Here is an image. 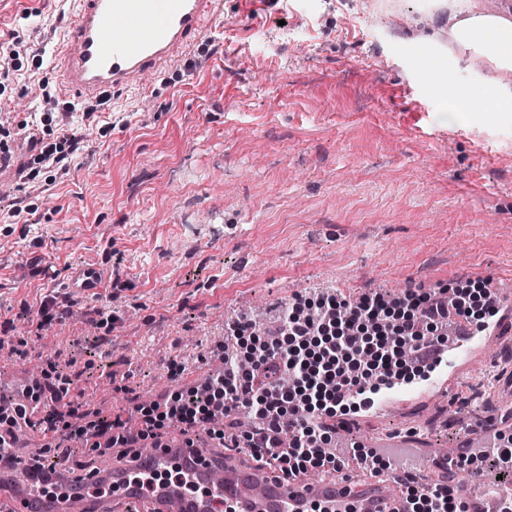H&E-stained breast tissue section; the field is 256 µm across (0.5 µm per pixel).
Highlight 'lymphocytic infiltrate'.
<instances>
[{
	"mask_svg": "<svg viewBox=\"0 0 512 512\" xmlns=\"http://www.w3.org/2000/svg\"><path fill=\"white\" fill-rule=\"evenodd\" d=\"M78 141L56 148L37 142L25 175L32 181L40 172L67 175ZM472 317H493L498 307L488 290L479 294L458 290L437 295L416 288L395 299L375 294L351 302L333 294L317 298L298 296L286 311L274 335H263L249 319L234 326L235 338L252 336L248 353L233 351L222 374L171 395L162 402L137 407L143 429L125 421L78 411L70 399L69 379L35 378L27 391L33 418L13 421L0 430V463H19L18 431L27 426L44 444L34 449L33 461L44 468L49 441L60 439L87 451L88 457L105 449L138 448L146 438H158L156 421L182 424L223 442L218 421L247 411L253 427L239 440L249 456L279 462L289 476L303 478L316 472L340 471L346 451L336 441L329 418L345 409L352 394L375 392L393 379H410L423 372L430 353L440 350L449 310ZM107 436L105 446L92 445ZM404 493L411 512H466L467 504L451 481L407 483Z\"/></svg>",
	"mask_w": 512,
	"mask_h": 512,
	"instance_id": "f902f5d3",
	"label": "lymphocytic infiltrate"
}]
</instances>
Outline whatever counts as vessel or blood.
<instances>
[{
	"mask_svg": "<svg viewBox=\"0 0 512 512\" xmlns=\"http://www.w3.org/2000/svg\"><path fill=\"white\" fill-rule=\"evenodd\" d=\"M60 50L63 83L78 98L97 101L142 84L178 60L213 27L223 0H78ZM107 274L99 266L71 271L66 286L81 297L98 295ZM182 479H167V472ZM344 501L356 512H409L402 492L384 482L360 483L348 472L313 480L288 477L235 449L214 456L190 448L180 434L150 448L113 455L82 480L64 471L50 478L28 463L0 477V512H309L312 504Z\"/></svg>",
	"mask_w": 512,
	"mask_h": 512,
	"instance_id": "1",
	"label": "vessel or blood"
}]
</instances>
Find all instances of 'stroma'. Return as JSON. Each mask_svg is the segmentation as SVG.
<instances>
[{
    "label": "stroma",
    "instance_id": "35a3bbf8",
    "mask_svg": "<svg viewBox=\"0 0 512 512\" xmlns=\"http://www.w3.org/2000/svg\"><path fill=\"white\" fill-rule=\"evenodd\" d=\"M448 5L224 0L181 63L87 118L55 52L77 0H0V43L39 47L5 91L20 135L0 169V337L27 354L0 361V396L35 362L70 378L81 408L127 413L148 386L185 389L242 313L273 323L312 287L356 299L482 285L512 300V112L440 123L412 58L425 44L447 55L469 13L512 19V0ZM46 87L64 125L39 124ZM33 134L83 150L69 176L39 175L26 194ZM21 199L25 224L11 215ZM87 264L108 279L79 298L64 282ZM48 295L71 315L38 334ZM483 339L449 367L450 387L339 415L348 439L367 450L414 430L422 447L453 448L466 425L504 417L492 387L512 367V326Z\"/></svg>",
    "mask_w": 512,
    "mask_h": 512
}]
</instances>
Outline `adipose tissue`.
Instances as JSON below:
<instances>
[{
	"mask_svg": "<svg viewBox=\"0 0 512 512\" xmlns=\"http://www.w3.org/2000/svg\"><path fill=\"white\" fill-rule=\"evenodd\" d=\"M453 42L462 50L475 52L492 65L480 79L478 92L458 84L452 74H442L436 90L446 107L438 115L440 122L454 124L485 113L512 112V87L501 78L512 72V21L494 16L473 15L451 28Z\"/></svg>",
	"mask_w": 512,
	"mask_h": 512,
	"instance_id": "1",
	"label": "adipose tissue"
}]
</instances>
